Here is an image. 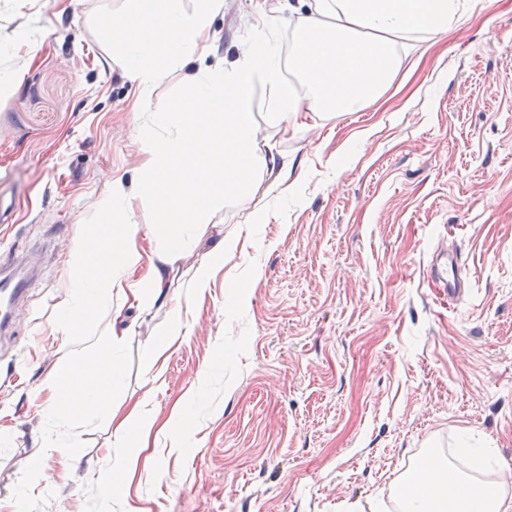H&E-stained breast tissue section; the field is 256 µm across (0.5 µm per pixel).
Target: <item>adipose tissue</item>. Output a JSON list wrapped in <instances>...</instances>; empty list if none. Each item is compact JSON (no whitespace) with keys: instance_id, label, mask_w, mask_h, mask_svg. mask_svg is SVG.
I'll use <instances>...</instances> for the list:
<instances>
[{"instance_id":"1","label":"adipose tissue","mask_w":512,"mask_h":512,"mask_svg":"<svg viewBox=\"0 0 512 512\" xmlns=\"http://www.w3.org/2000/svg\"><path fill=\"white\" fill-rule=\"evenodd\" d=\"M224 0H122L104 18L119 59L142 96L175 81L183 92L166 111L141 122L137 132L140 176L113 182L95 206V221L81 225L69 252V299L56 331L68 349L48 378L36 387L43 416L75 419L106 409L107 393L122 378V338L107 317L125 303L147 309L167 306L169 319L145 349L148 382L161 375L160 363L186 333L181 305L169 304L165 285L188 244L204 236L215 211L231 197L255 194L278 198L292 189L290 168L274 146L259 147L252 119V91L262 87L266 118L276 127L298 129L312 112H347L375 102L401 66L399 47L427 43L474 13V0H310L290 35L278 36L274 8H261L262 22L234 62L205 64L212 41L210 23ZM198 57L191 75L184 59ZM293 72L296 83L285 74ZM150 206L155 221H136ZM239 237L223 236L194 267L189 286L204 294L232 258ZM97 352L104 366L82 376L72 352ZM199 401L187 397L165 421L137 403L113 416L115 435L130 446L101 471L107 490L123 486L152 433L171 447L183 445L182 427ZM422 490L407 495L404 512H512V500L490 494L484 484L459 478L442 490L434 467L422 469Z\"/></svg>"}]
</instances>
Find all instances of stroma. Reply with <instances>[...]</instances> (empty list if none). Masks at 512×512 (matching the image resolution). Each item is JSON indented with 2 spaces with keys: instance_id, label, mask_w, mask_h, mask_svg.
<instances>
[{
  "instance_id": "stroma-1",
  "label": "stroma",
  "mask_w": 512,
  "mask_h": 512,
  "mask_svg": "<svg viewBox=\"0 0 512 512\" xmlns=\"http://www.w3.org/2000/svg\"><path fill=\"white\" fill-rule=\"evenodd\" d=\"M261 0H224L212 52L230 61L260 22ZM0 11V70L40 49L0 97V254L26 288L0 334V512H402L400 490L430 456L469 474L462 438L490 444L483 482L512 497V0H483L463 24L410 49L384 94L354 112L311 114L281 133L253 116L297 187L278 199L226 201L213 221L244 249L193 297L204 238L168 296L191 305L186 336L155 399L166 420L201 389L186 445L152 439L122 491L99 471L121 455L109 413L58 427L35 387L65 350L69 248L115 180L139 174L138 114L165 111L174 83L142 97L115 60L102 17L121 0H18ZM254 222H247L249 212ZM456 251L467 287L440 303L425 270ZM167 310L125 308L123 381L111 406L141 400L142 357ZM72 436L75 457L30 455L44 434Z\"/></svg>"
}]
</instances>
